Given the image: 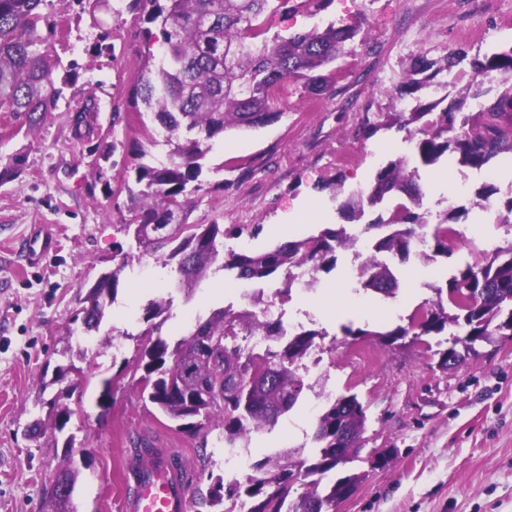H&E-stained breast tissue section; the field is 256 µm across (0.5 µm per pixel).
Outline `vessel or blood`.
Listing matches in <instances>:
<instances>
[{
  "instance_id": "b4317fda",
  "label": "vessel or blood",
  "mask_w": 512,
  "mask_h": 512,
  "mask_svg": "<svg viewBox=\"0 0 512 512\" xmlns=\"http://www.w3.org/2000/svg\"><path fill=\"white\" fill-rule=\"evenodd\" d=\"M179 449L159 448L124 477L122 512H190V473L176 466Z\"/></svg>"
}]
</instances>
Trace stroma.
I'll use <instances>...</instances> for the list:
<instances>
[{"label":"stroma","mask_w":512,"mask_h":512,"mask_svg":"<svg viewBox=\"0 0 512 512\" xmlns=\"http://www.w3.org/2000/svg\"><path fill=\"white\" fill-rule=\"evenodd\" d=\"M46 10L61 24L53 44L62 69L72 74L64 90L68 102L32 130L24 116L0 112V512H46L49 490L70 466L79 471L71 512H121L124 463L138 436L182 449L192 474L207 469L245 480L226 461L219 431L202 437L172 429L162 414L144 408L136 390L135 336L148 327L143 308L149 301L171 300L161 331L171 343L214 310L248 305L242 282L218 268L184 296L174 269L142 253L123 229L130 214L122 174L138 148L135 115L143 109L134 78L161 46L147 41L146 23L124 0H49ZM266 19L271 32L284 35L316 24L361 23L339 60L346 90L312 98L301 81L290 80L280 119L215 139L201 188L185 209L187 223L256 228L245 239L249 254L327 227L345 228L340 207L348 194L403 157L417 169L428 221L455 205L461 212L456 228L465 237L453 254L429 266L413 257L393 259L396 297L360 293L361 315H340L357 263L354 248L337 250L335 266L319 271L314 287L296 285L286 294L281 276H273L264 295L269 320L293 318L322 331V362L306 373L307 388L294 408L240 448L256 462L275 448L312 447L327 398L354 394L367 414L361 450L332 475L358 473L363 481L336 512H512V338L481 347L476 362L452 370L438 366L436 337L391 344L378 338L407 325L429 298V284H445L490 244L512 241L496 223L501 198L512 192V156L500 155L481 170L449 158L425 166L405 132L360 133L365 121L394 111L395 87L411 57L512 48V0H331L314 17L299 8L271 11ZM89 95L98 110L78 133L68 107ZM17 155L22 164L10 169ZM346 155L356 156V164L342 166ZM437 177L457 194L437 195ZM487 184L497 193L478 205L476 193ZM300 198L310 201L309 212L287 232H273L275 217ZM38 227L52 235L55 248L30 263L24 240ZM122 251L129 255L125 267ZM116 268L117 297L99 329L71 336L79 298ZM346 324L352 335L343 334ZM84 376L90 383L83 405L57 430L55 406L67 402L71 381ZM107 379L112 403L104 410L96 401ZM379 450L389 458L386 465L376 460Z\"/></svg>","instance_id":"1"}]
</instances>
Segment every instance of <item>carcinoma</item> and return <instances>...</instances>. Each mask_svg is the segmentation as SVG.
<instances>
[{
	"label": "carcinoma",
	"mask_w": 512,
	"mask_h": 512,
	"mask_svg": "<svg viewBox=\"0 0 512 512\" xmlns=\"http://www.w3.org/2000/svg\"><path fill=\"white\" fill-rule=\"evenodd\" d=\"M46 0H0V110L26 116L28 126L36 125L64 99V86L53 77L59 65L53 55L51 38L56 23L41 11ZM299 3L318 14L329 0H129L127 9L154 24L161 36L159 58L148 56L135 83L142 104L150 110L151 123L138 115L145 141L169 146L166 161L155 166L143 162L149 156L139 146L134 164L133 189L123 181L127 209L132 219L123 225L138 247L152 254L178 274V287L193 288L217 262L216 239L220 225L184 223L179 209L200 186L188 188L197 180L202 163L213 141L228 129L252 128L281 116L277 96L288 80L298 79L308 95L319 97L335 89L342 79L336 61L345 46L354 40L360 24L321 28L288 37L269 35L265 15L268 10H290ZM466 64L469 83L461 88L446 81L454 68ZM499 76L498 93L483 101L476 112L463 111L467 100L483 96L478 78ZM431 87L454 88L450 103L433 120L425 116L440 105L429 102L387 113L386 120L366 121L363 129L397 128L415 142V151L425 165L437 163L451 154L463 167L481 169L494 158L512 154V49L468 55L464 50L442 59L425 55L411 58L405 78L396 86L398 100ZM96 111V102L83 99L72 118L75 130ZM416 170L398 159L380 168L373 181L349 194L341 205L342 214L358 221L365 208L396 197L407 203L397 205L394 215L367 225V229H387L369 247L370 254L357 268V281L365 291L393 298L398 279L389 265L379 258L393 253L403 258L415 254L428 265L437 255H448L454 247L456 210L449 207L432 233L427 221L413 211L420 206L422 192L415 180ZM240 226L223 233L239 236ZM425 249L417 250L418 240ZM353 245L345 229L325 228L316 235L286 242L256 254L230 252L222 268L235 271L247 281L266 279L283 273L287 288L301 283L310 288L315 274L335 262L338 248ZM128 265L123 261L110 273L100 276L75 310L72 322H81L85 331L99 327L106 300L115 299L120 274ZM434 297L425 301L411 317L408 326L380 334L381 341L394 343L409 334L452 336L442 352L441 364H463L479 356L477 346H494L502 336H512V242L486 251L481 260L467 264L446 281V287L432 286ZM169 302L154 300L144 309L147 322L163 316ZM160 326L140 333L137 380L140 396L178 423V430L196 434L211 426L222 430L224 447L233 449L251 432L275 425L297 403L305 388L300 373L303 360L317 348L320 332L303 330L286 335L281 321L262 320L249 309L225 308L196 325L187 337L170 345L159 335ZM267 339L262 349L242 345L248 336ZM366 411L357 396L328 401L317 418L313 435L316 452L303 456L300 448H283L252 465L246 483L224 482L221 476L199 473V480L210 481L202 503L220 512H307L316 501L320 512H334L336 502L350 496L362 476L350 474L321 488L326 474L338 466L336 432L350 436L343 463L360 452ZM298 474L306 491L289 499L293 485L289 476Z\"/></svg>",
	"instance_id": "1"
}]
</instances>
